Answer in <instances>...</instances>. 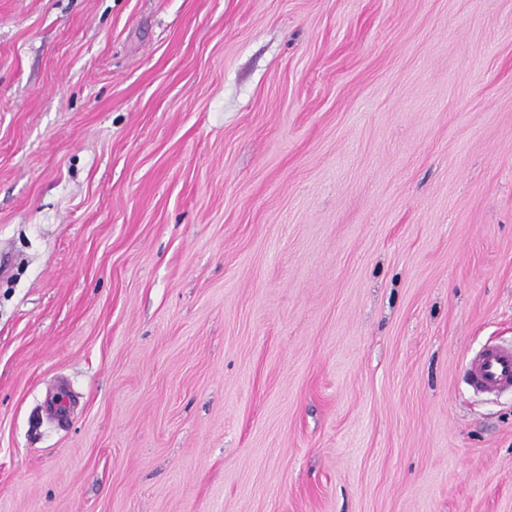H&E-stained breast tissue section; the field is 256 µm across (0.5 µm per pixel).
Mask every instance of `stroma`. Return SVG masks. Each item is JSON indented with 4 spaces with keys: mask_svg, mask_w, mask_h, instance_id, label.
Listing matches in <instances>:
<instances>
[{
    "mask_svg": "<svg viewBox=\"0 0 512 512\" xmlns=\"http://www.w3.org/2000/svg\"><path fill=\"white\" fill-rule=\"evenodd\" d=\"M512 0H0V512H512ZM464 375L468 384L480 392L512 389V346H485L469 361Z\"/></svg>",
    "mask_w": 512,
    "mask_h": 512,
    "instance_id": "stroma-1",
    "label": "stroma"
}]
</instances>
